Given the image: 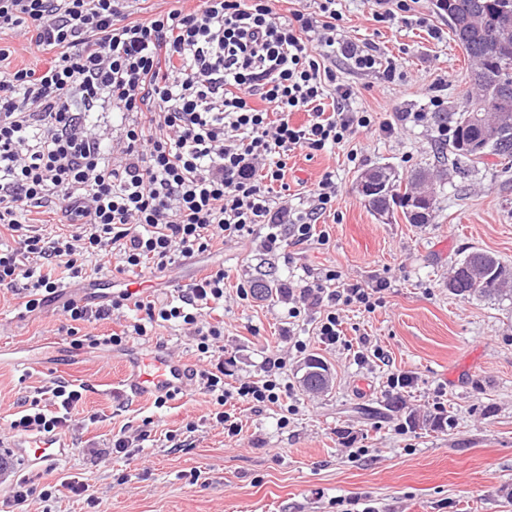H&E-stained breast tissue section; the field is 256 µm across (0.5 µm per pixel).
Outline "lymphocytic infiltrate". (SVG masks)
<instances>
[{
    "label": "lymphocytic infiltrate",
    "instance_id": "f902f5d3",
    "mask_svg": "<svg viewBox=\"0 0 512 512\" xmlns=\"http://www.w3.org/2000/svg\"><path fill=\"white\" fill-rule=\"evenodd\" d=\"M125 2L0 0V33L58 50L39 72L6 67L12 51L0 47V226L14 240L0 248V287L24 294L29 313L60 288L53 270L82 278L91 257L99 273L138 269L154 278L207 251L212 240L242 239L261 226L269 253L291 242L328 245L316 223L336 199L333 173L311 189L303 212L274 202L269 186L282 180L290 151L332 148L372 124L369 113L353 110V87L326 66L329 48L339 47L356 70L396 74L395 63H383L372 49L337 41L336 0H319L317 11L298 10L284 22L271 0H197L192 9L137 21L128 20ZM330 92L336 105L329 112ZM266 102L277 121H269ZM102 104L121 113L119 130L92 120ZM300 111L307 122L293 124ZM44 207L59 209L71 233L50 237L25 222V213ZM175 291V300L146 302L125 288L95 307L71 298L62 315L80 324L139 311L122 331L91 339L93 348L148 340L169 322L183 327L209 359L198 377L213 417L237 436L242 425L226 404L278 403L285 361L266 357L263 379L226 387L222 332L206 319L224 304L223 269ZM324 303L329 309L316 330L329 346L342 336L336 306L377 305L361 284L342 282L331 264L320 265L316 284L300 288L288 315ZM50 393L53 414L31 406L11 430L68 429L83 389L59 381Z\"/></svg>",
    "mask_w": 512,
    "mask_h": 512
}]
</instances>
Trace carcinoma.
I'll return each instance as SVG.
<instances>
[{"label":"carcinoma","instance_id":"cac0c4a2","mask_svg":"<svg viewBox=\"0 0 512 512\" xmlns=\"http://www.w3.org/2000/svg\"><path fill=\"white\" fill-rule=\"evenodd\" d=\"M448 26L454 40L472 61V82L477 87V99L484 103L485 119L493 120L501 103L512 104V60L506 62L486 50L487 30L508 25L512 35V0H448ZM438 139L436 151L439 159L451 163L456 172L466 174L471 168L487 164L490 157L512 161V120L499 129L496 140L487 142L480 138L473 121V112H438L435 115ZM391 193L368 202L371 211L378 213L390 209L391 204L402 208L409 224H431L436 210L432 194L417 191L401 193L395 175L389 167ZM494 263L499 268L495 275L497 285L477 279L475 271ZM448 282L454 285L453 293L464 298L488 300L512 299V268L501 263L494 255L471 252L457 262Z\"/></svg>","mask_w":512,"mask_h":512}]
</instances>
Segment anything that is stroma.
I'll return each instance as SVG.
<instances>
[{"instance_id": "obj_1", "label": "stroma", "mask_w": 512, "mask_h": 512, "mask_svg": "<svg viewBox=\"0 0 512 512\" xmlns=\"http://www.w3.org/2000/svg\"><path fill=\"white\" fill-rule=\"evenodd\" d=\"M341 38L395 61L397 80L382 70L360 72L341 56L325 64L353 86L354 110L374 125L336 148L289 153L277 201L306 207L309 191L328 171L336 175L333 210L320 219L329 234L327 259L343 279L380 286L373 312L351 305L338 310L343 337L322 344L315 326L322 310L288 316L280 288L302 287L317 265L311 246L289 245L285 255L262 247L263 234L225 243L179 262L168 278L152 280L144 300L171 296V283L188 284L223 267L224 366L232 381L261 379L262 360L279 353L282 379L294 415L279 405L251 409L236 404L243 431L227 437L211 418L213 404L197 382L156 407L125 394L117 381L123 351L74 348L63 333L64 300L92 289L113 293L121 282L88 274L68 283L60 297L24 312L22 298L0 288V440L11 443L9 423L32 400L50 409L38 391L57 381L84 386L66 432V458L32 472L36 488L27 512H348L351 503L373 512H512V301L464 299L448 289L456 260L479 249L512 266V168L481 165L468 175L448 172L434 186L433 223H407L401 208L380 220L365 207L357 180L367 169L388 166L400 184L420 167H435L431 97L445 112H462L474 91L464 50L448 21L420 0L416 20L384 25L373 20L367 0H339ZM393 123L384 133L380 124ZM357 160H350V152ZM258 279L271 283L267 298L239 299L236 290ZM166 349L190 370L207 364L180 326L156 328L138 345L142 356ZM39 355L41 365L21 369L8 353ZM330 368L333 384L317 395L300 383L308 356ZM412 375L400 392L391 375ZM443 409L450 424L438 430L426 415ZM135 445L130 458H115L113 439ZM65 473H80L97 500L41 490Z\"/></svg>"}]
</instances>
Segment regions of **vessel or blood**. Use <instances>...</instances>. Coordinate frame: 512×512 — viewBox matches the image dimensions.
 <instances>
[{
    "label": "vessel or blood",
    "mask_w": 512,
    "mask_h": 512,
    "mask_svg": "<svg viewBox=\"0 0 512 512\" xmlns=\"http://www.w3.org/2000/svg\"><path fill=\"white\" fill-rule=\"evenodd\" d=\"M188 370L183 362L157 350L150 360L130 352L124 358L120 384L138 398H157L182 390ZM14 448L34 465H49L62 456L64 443L60 437L39 434L23 435L13 442Z\"/></svg>",
    "instance_id": "b4317fda"
}]
</instances>
